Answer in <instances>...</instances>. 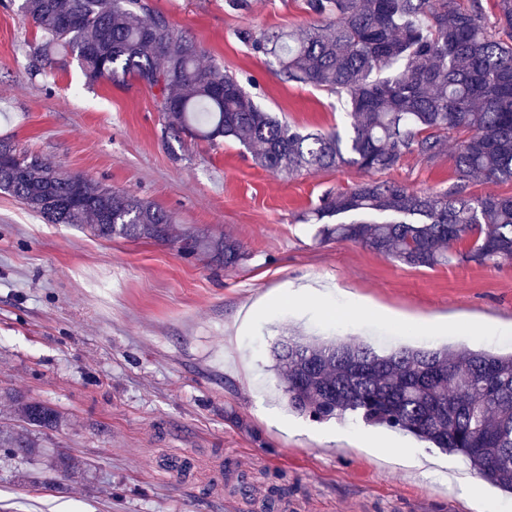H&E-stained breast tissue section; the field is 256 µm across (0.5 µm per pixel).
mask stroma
<instances>
[{"mask_svg": "<svg viewBox=\"0 0 512 512\" xmlns=\"http://www.w3.org/2000/svg\"><path fill=\"white\" fill-rule=\"evenodd\" d=\"M193 38L203 63L235 74L254 101L293 126L344 120L336 95L284 80L239 37L312 24L304 0H148ZM0 0V138L62 169L150 201L176 232L236 240L233 269L171 243L105 240L50 224L0 193V429L14 399L62 415L38 456L0 460V512H243L240 468L283 489L288 512H473L452 477L469 474L412 436L289 411L271 349L290 329L335 333L378 349L431 344L512 350V260L413 267L351 241H324L307 217L326 191L364 180L353 167L284 178L237 141L165 135L153 91L88 83L68 59L49 76L28 56L42 33ZM421 192L458 182L452 151L384 172ZM312 285L296 299L294 284ZM280 301L248 316L253 303ZM445 471L437 483L397 464V448Z\"/></svg>", "mask_w": 512, "mask_h": 512, "instance_id": "1", "label": "stroma"}]
</instances>
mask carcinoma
Segmentation results:
<instances>
[{
    "mask_svg": "<svg viewBox=\"0 0 512 512\" xmlns=\"http://www.w3.org/2000/svg\"><path fill=\"white\" fill-rule=\"evenodd\" d=\"M305 8L318 17L306 29L241 36L272 56L287 80L344 98V134L305 132L261 108L233 74L201 64V48L146 0L20 4L43 32L32 54L35 73L70 55L91 82L130 77L156 91L165 131L214 146L233 139L273 173L343 165L382 173L407 155L434 159L452 139L460 181H512V0H496L490 16L481 0H305ZM0 191L50 224L85 225L101 238L172 237L171 212L3 138ZM313 214L354 216L322 225L323 239L358 242L415 267L512 259V196L417 193L369 179L327 193ZM456 244L464 248L455 251ZM178 251L204 252L227 268L244 258L232 238L191 231L178 239ZM273 356L292 411L409 433L464 457L512 494V352L439 346L380 353L290 332ZM16 405L22 432L0 430L1 456L33 455L29 432L51 431L61 420L43 402L20 398Z\"/></svg>",
    "mask_w": 512,
    "mask_h": 512,
    "instance_id": "obj_1",
    "label": "carcinoma"
}]
</instances>
